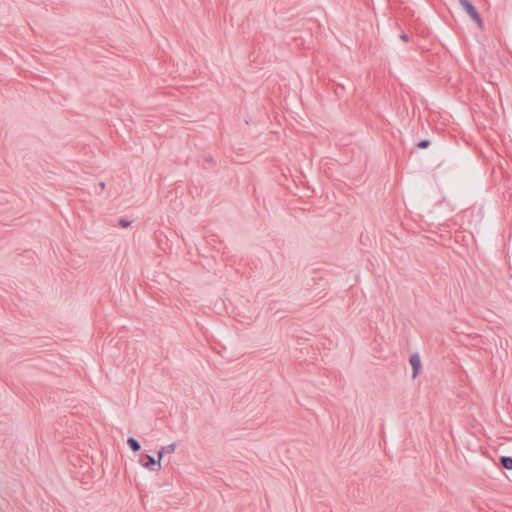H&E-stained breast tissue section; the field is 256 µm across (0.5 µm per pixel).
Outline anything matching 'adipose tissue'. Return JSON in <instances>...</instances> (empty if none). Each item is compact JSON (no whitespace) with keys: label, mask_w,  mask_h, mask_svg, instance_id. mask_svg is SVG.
Returning a JSON list of instances; mask_svg holds the SVG:
<instances>
[{"label":"adipose tissue","mask_w":512,"mask_h":512,"mask_svg":"<svg viewBox=\"0 0 512 512\" xmlns=\"http://www.w3.org/2000/svg\"><path fill=\"white\" fill-rule=\"evenodd\" d=\"M409 169L403 197L410 207L429 209L439 191L451 195L462 209L481 203L485 197L481 172L447 144L426 143L411 157Z\"/></svg>","instance_id":"obj_1"}]
</instances>
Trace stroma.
Instances as JSON below:
<instances>
[{
	"mask_svg": "<svg viewBox=\"0 0 512 512\" xmlns=\"http://www.w3.org/2000/svg\"><path fill=\"white\" fill-rule=\"evenodd\" d=\"M0 512H512V0H0ZM410 174L404 181L403 197L411 208L429 209L434 191L450 194L461 209L484 200V178L467 158L453 147L431 141L409 161Z\"/></svg>",
	"mask_w": 512,
	"mask_h": 512,
	"instance_id": "1",
	"label": "stroma"
}]
</instances>
